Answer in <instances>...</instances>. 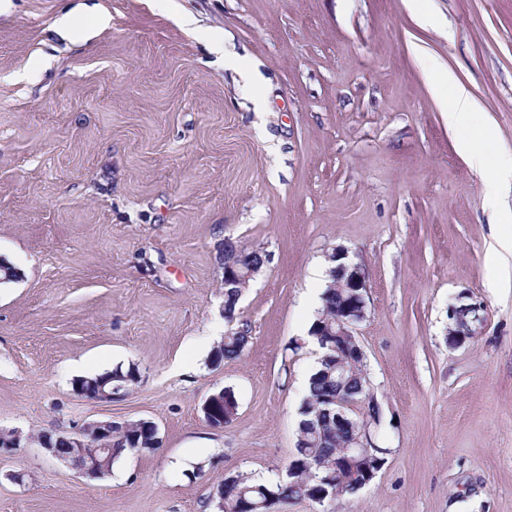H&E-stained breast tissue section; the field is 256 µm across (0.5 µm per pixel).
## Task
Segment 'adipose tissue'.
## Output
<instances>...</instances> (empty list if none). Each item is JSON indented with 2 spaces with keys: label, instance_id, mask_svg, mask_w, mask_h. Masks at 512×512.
<instances>
[{
  "label": "adipose tissue",
  "instance_id": "obj_1",
  "mask_svg": "<svg viewBox=\"0 0 512 512\" xmlns=\"http://www.w3.org/2000/svg\"><path fill=\"white\" fill-rule=\"evenodd\" d=\"M448 126L453 130L469 131L470 136L460 148L475 162L486 177L488 203H495L502 182H512V154L487 158L486 148L493 138V127L478 111L466 89L456 80L448 82Z\"/></svg>",
  "mask_w": 512,
  "mask_h": 512
}]
</instances>
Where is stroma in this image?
<instances>
[{"label": "stroma", "mask_w": 512, "mask_h": 512, "mask_svg": "<svg viewBox=\"0 0 512 512\" xmlns=\"http://www.w3.org/2000/svg\"><path fill=\"white\" fill-rule=\"evenodd\" d=\"M8 2L0 428L25 440L0 456V512H211L225 476L274 479L317 358L303 302L335 247L369 269L356 337L386 462L357 494L275 512H512V273L493 252L512 191L489 209L439 96L454 76L512 152V0ZM228 237L268 261L239 302L248 346L215 367ZM460 298L483 322L453 345ZM129 364L112 402L74 388ZM225 388L237 413L213 429L202 405ZM102 419L151 420L161 446L88 478L35 441Z\"/></svg>", "instance_id": "35a3bbf8"}]
</instances>
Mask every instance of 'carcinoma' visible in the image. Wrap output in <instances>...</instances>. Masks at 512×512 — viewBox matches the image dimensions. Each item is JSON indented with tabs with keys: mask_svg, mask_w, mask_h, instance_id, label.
I'll list each match as a JSON object with an SVG mask.
<instances>
[{
	"mask_svg": "<svg viewBox=\"0 0 512 512\" xmlns=\"http://www.w3.org/2000/svg\"><path fill=\"white\" fill-rule=\"evenodd\" d=\"M224 289V317L233 320L221 342L211 351L210 361L219 364L226 359L241 356L249 342L247 324L238 319L237 306L242 288ZM348 298L345 288L326 287L323 304L314 326L323 338L330 339L336 332V307ZM337 399L364 400L373 417H378V401L371 390L366 363L343 351L323 352L317 359L310 377L309 394L300 409L298 433L293 457L286 470L274 480H258L242 474L229 475L219 485L220 495L207 502L216 512H273L275 505L295 499H306L315 485L317 475L336 474V497L353 495L369 482V475L378 472L385 463L382 453L372 454L357 466L347 464L350 449L343 447L344 440L336 439V412L332 403ZM146 421L129 422L126 431L112 437L120 448H137L142 442Z\"/></svg>",
	"mask_w": 512,
	"mask_h": 512,
	"instance_id": "cac0c4a2",
	"label": "carcinoma"
}]
</instances>
